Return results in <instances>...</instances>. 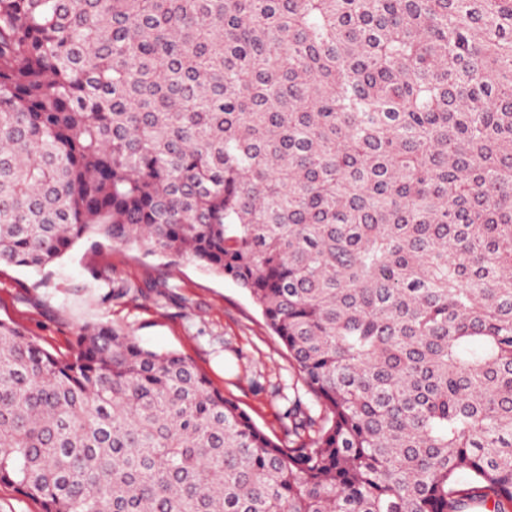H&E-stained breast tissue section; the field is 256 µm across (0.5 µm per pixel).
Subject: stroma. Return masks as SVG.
I'll return each mask as SVG.
<instances>
[{
  "label": "stroma",
  "instance_id": "obj_1",
  "mask_svg": "<svg viewBox=\"0 0 512 512\" xmlns=\"http://www.w3.org/2000/svg\"><path fill=\"white\" fill-rule=\"evenodd\" d=\"M122 286L127 295L113 297ZM0 320L61 355L88 324L178 352L275 440L288 438L290 402L307 395L246 290L193 263L170 266L119 244L97 253L83 240L50 268L0 269Z\"/></svg>",
  "mask_w": 512,
  "mask_h": 512
}]
</instances>
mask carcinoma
I'll return each mask as SVG.
<instances>
[{
  "label": "carcinoma",
  "mask_w": 512,
  "mask_h": 512,
  "mask_svg": "<svg viewBox=\"0 0 512 512\" xmlns=\"http://www.w3.org/2000/svg\"><path fill=\"white\" fill-rule=\"evenodd\" d=\"M83 239L245 289L320 419L0 320L38 512H512V0H0V265Z\"/></svg>",
  "instance_id": "obj_1"
}]
</instances>
